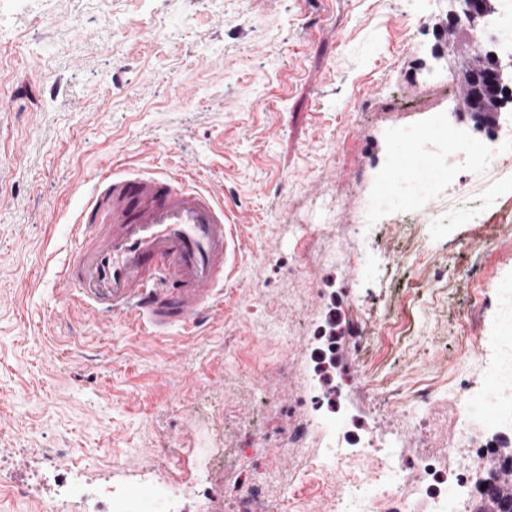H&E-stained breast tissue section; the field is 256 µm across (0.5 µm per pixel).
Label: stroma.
Instances as JSON below:
<instances>
[{"mask_svg":"<svg viewBox=\"0 0 512 512\" xmlns=\"http://www.w3.org/2000/svg\"><path fill=\"white\" fill-rule=\"evenodd\" d=\"M448 0H0V512H42L61 476L120 480L147 492L174 478L210 490L177 512H229L224 474L264 479L280 512H330L329 489L373 479L370 460L316 474L320 440L282 439L312 364L307 328L358 322L371 345L349 397L381 382L398 402L381 418L406 457L424 427L457 431L454 394H496L458 328L476 299L504 335L512 289V195L480 201L472 168L453 169L424 223L374 225L359 210L404 173L391 129L416 146L464 130L446 63L431 64ZM110 163L190 165L222 193L242 249L224 279V312L199 335H149L127 316L67 303L58 275L73 249L67 209ZM292 224L324 239L305 253ZM289 377L277 371L280 360ZM437 401L418 406L424 382ZM257 432L260 452L243 451ZM204 448L224 460L200 461Z\"/></svg>","mask_w":512,"mask_h":512,"instance_id":"35a3bbf8","label":"stroma"}]
</instances>
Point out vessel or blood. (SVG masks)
I'll list each match as a JSON object with an SVG mask.
<instances>
[{
  "instance_id": "b4317fda",
  "label": "vessel or blood",
  "mask_w": 512,
  "mask_h": 512,
  "mask_svg": "<svg viewBox=\"0 0 512 512\" xmlns=\"http://www.w3.org/2000/svg\"><path fill=\"white\" fill-rule=\"evenodd\" d=\"M72 231L62 279L88 315L132 314L161 335L191 331L222 308L235 237L222 194L198 174L105 168Z\"/></svg>"
}]
</instances>
